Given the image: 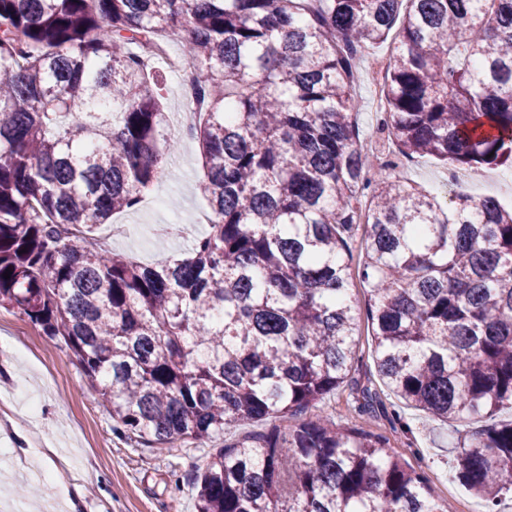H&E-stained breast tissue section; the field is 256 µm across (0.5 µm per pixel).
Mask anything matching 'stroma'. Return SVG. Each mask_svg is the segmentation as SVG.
Segmentation results:
<instances>
[{
  "instance_id": "stroma-1",
  "label": "stroma",
  "mask_w": 512,
  "mask_h": 512,
  "mask_svg": "<svg viewBox=\"0 0 512 512\" xmlns=\"http://www.w3.org/2000/svg\"><path fill=\"white\" fill-rule=\"evenodd\" d=\"M449 166L432 158L402 161L397 169L405 181L418 184L447 202L455 195L495 197L512 204V168L492 169L487 181L463 179L446 187ZM200 175L194 139L180 141L167 175L155 184L157 205L115 215L126 224L125 236L115 239L114 252L144 264L187 252L206 227L192 221L205 204L196 185ZM181 220V235L151 233L155 224ZM0 390L32 397L38 409L39 433L45 446L40 466L45 478L28 483L15 477L14 488H27V500L57 502L61 512H197L195 477L208 463L214 443L176 442L148 448L113 431L112 416L91 396L87 379L63 341L45 336L16 310L0 307ZM396 424L372 423L384 433L394 451L413 467L425 471L436 496L447 499L455 512H485L484 501L460 484L451 453L458 443L452 425L411 408L400 411Z\"/></svg>"
}]
</instances>
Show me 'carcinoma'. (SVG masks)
I'll return each mask as SVG.
<instances>
[{"instance_id":"obj_1","label":"carcinoma","mask_w":512,"mask_h":512,"mask_svg":"<svg viewBox=\"0 0 512 512\" xmlns=\"http://www.w3.org/2000/svg\"><path fill=\"white\" fill-rule=\"evenodd\" d=\"M160 35L197 68L213 223L152 266L96 230L178 147L143 63ZM389 39L378 132L394 152L512 165V0H0V306L61 338L139 444L287 423L216 449L198 512H453L384 435L290 423L353 381L355 278L401 404L459 426L512 410V207L444 208L375 166L351 89L357 54ZM457 474L494 512L512 422L464 439Z\"/></svg>"}]
</instances>
